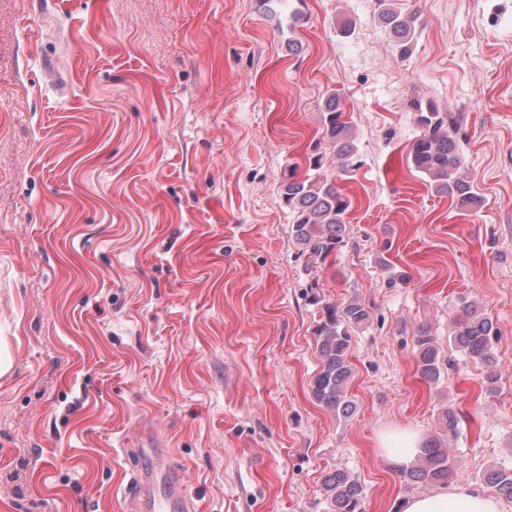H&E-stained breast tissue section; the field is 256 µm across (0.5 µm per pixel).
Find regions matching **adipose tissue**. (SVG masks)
Listing matches in <instances>:
<instances>
[{
    "mask_svg": "<svg viewBox=\"0 0 512 512\" xmlns=\"http://www.w3.org/2000/svg\"><path fill=\"white\" fill-rule=\"evenodd\" d=\"M401 512H501V504L481 488L457 484L436 494L407 498Z\"/></svg>",
    "mask_w": 512,
    "mask_h": 512,
    "instance_id": "obj_1",
    "label": "adipose tissue"
}]
</instances>
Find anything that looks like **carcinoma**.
I'll list each match as a JSON object with an SVG mask.
<instances>
[{"mask_svg":"<svg viewBox=\"0 0 512 512\" xmlns=\"http://www.w3.org/2000/svg\"><path fill=\"white\" fill-rule=\"evenodd\" d=\"M376 4L379 21L392 34L400 52L408 53L420 27L419 18L398 10L392 0H376ZM408 108L418 130L409 151L413 167L429 179L436 193L448 196L459 210H478L481 197L461 173L464 161L456 142L458 118L441 111L431 99L413 98ZM345 114L341 97L330 95L323 107L322 138L307 155V172L298 174L299 165L292 164L279 184V196L291 215L294 243L301 253L323 263L348 243L346 215L351 200L339 187L338 179L355 175L363 165ZM333 159L340 161L337 172L324 169L326 161ZM316 303L322 311L314 331L320 369L311 380L310 392L318 405L346 416L352 407L347 397L352 377V332L370 320V312L355 299L330 303L318 298ZM495 334L493 322L482 308L473 302L461 303L450 336L454 346L468 358L485 365L490 391L495 390L497 382L492 347ZM413 348L422 378L429 383L438 382L443 362L429 328L420 326L414 331ZM401 473L413 483L438 485L447 483L456 468L448 449L438 440H428L417 464ZM484 481L497 495L512 501V468H493ZM323 488L332 512H363V488L349 472L337 470L328 474Z\"/></svg>","mask_w":512,"mask_h":512,"instance_id":"carcinoma-1","label":"carcinoma"}]
</instances>
